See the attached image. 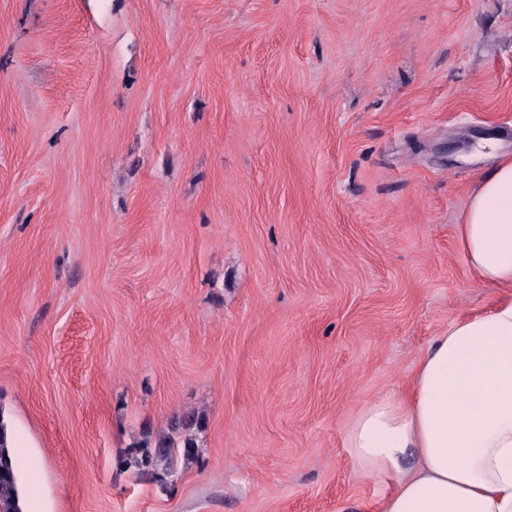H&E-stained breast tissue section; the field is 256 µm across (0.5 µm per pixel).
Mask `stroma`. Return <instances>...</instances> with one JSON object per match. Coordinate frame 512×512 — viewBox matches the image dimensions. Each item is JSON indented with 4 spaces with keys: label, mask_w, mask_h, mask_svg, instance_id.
<instances>
[{
    "label": "stroma",
    "mask_w": 512,
    "mask_h": 512,
    "mask_svg": "<svg viewBox=\"0 0 512 512\" xmlns=\"http://www.w3.org/2000/svg\"><path fill=\"white\" fill-rule=\"evenodd\" d=\"M512 0H0V420L41 512H377L344 445L492 308ZM174 476L126 468L183 416ZM496 157L474 184L455 236L479 283L512 291V155Z\"/></svg>",
    "instance_id": "35a3bbf8"
}]
</instances>
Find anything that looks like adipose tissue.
<instances>
[{
  "label": "adipose tissue",
  "mask_w": 512,
  "mask_h": 512,
  "mask_svg": "<svg viewBox=\"0 0 512 512\" xmlns=\"http://www.w3.org/2000/svg\"><path fill=\"white\" fill-rule=\"evenodd\" d=\"M455 236L479 283L512 292V155L479 175ZM346 446L393 481L379 512H512V295L436 336L408 388L365 409Z\"/></svg>",
  "instance_id": "adipose-tissue-1"
}]
</instances>
